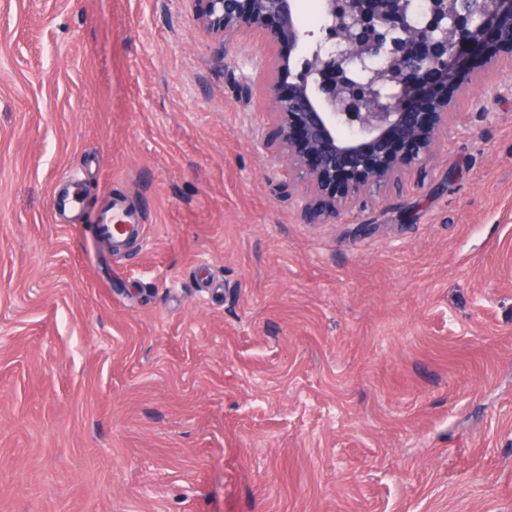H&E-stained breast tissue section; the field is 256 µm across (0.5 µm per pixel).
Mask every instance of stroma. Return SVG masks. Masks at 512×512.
I'll return each instance as SVG.
<instances>
[{
	"label": "stroma",
	"instance_id": "35a3bbf8",
	"mask_svg": "<svg viewBox=\"0 0 512 512\" xmlns=\"http://www.w3.org/2000/svg\"><path fill=\"white\" fill-rule=\"evenodd\" d=\"M277 53L193 0H0V512H512V55L308 224ZM97 231L102 236H110L115 241H121L128 236L140 237L144 232L140 215L118 203L106 202L96 216Z\"/></svg>",
	"mask_w": 512,
	"mask_h": 512
}]
</instances>
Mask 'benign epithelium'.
<instances>
[{
  "instance_id": "benign-epithelium-1",
  "label": "benign epithelium",
  "mask_w": 512,
  "mask_h": 512,
  "mask_svg": "<svg viewBox=\"0 0 512 512\" xmlns=\"http://www.w3.org/2000/svg\"><path fill=\"white\" fill-rule=\"evenodd\" d=\"M197 18L219 42L261 31L270 44L305 52L300 67L278 54L269 89L277 117L270 142L304 168L312 194L305 223L360 205L380 184L418 166L448 124L447 103L412 112L414 86L428 74L453 81L463 49L487 31L512 54V0H322L323 22L304 30L296 0H194ZM404 140L405 154L389 143Z\"/></svg>"
}]
</instances>
